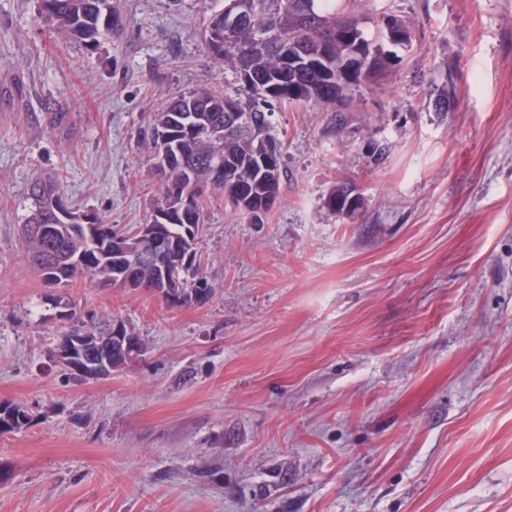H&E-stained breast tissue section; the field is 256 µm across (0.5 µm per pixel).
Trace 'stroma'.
Returning a JSON list of instances; mask_svg holds the SVG:
<instances>
[{
    "instance_id": "obj_1",
    "label": "stroma",
    "mask_w": 512,
    "mask_h": 512,
    "mask_svg": "<svg viewBox=\"0 0 512 512\" xmlns=\"http://www.w3.org/2000/svg\"><path fill=\"white\" fill-rule=\"evenodd\" d=\"M223 2L113 0L118 29L87 48L40 0H0V401L32 415L0 434V512H512V0H342L372 36L406 18L413 46L344 126L313 102L275 112L264 223L208 199L206 303L61 290L30 264L33 177L145 223L152 114L204 89L248 104L205 46ZM341 182L364 199L351 219L324 206ZM59 295L145 355L73 379L50 360Z\"/></svg>"
}]
</instances>
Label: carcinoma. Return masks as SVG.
Instances as JSON below:
<instances>
[{"label":"carcinoma","instance_id":"obj_1","mask_svg":"<svg viewBox=\"0 0 512 512\" xmlns=\"http://www.w3.org/2000/svg\"><path fill=\"white\" fill-rule=\"evenodd\" d=\"M255 0L253 20L224 34L235 11V0H224L205 29L206 46L216 60L232 64L236 77L252 93L249 109L217 90H201L172 98L153 114L144 135L157 149L159 134L168 136L165 158L155 160L164 179L163 198L149 224L153 237L140 238L135 229L96 216L77 220L79 210L59 184L34 178L28 188L31 206L23 218L22 245L45 281L58 287L84 278L103 286L134 288L163 298L171 306L201 304L213 292L199 272L196 244L205 225V192L219 191L234 211L251 217L268 215L280 195L282 150L270 134L268 118L278 109L303 102L332 105L349 100L352 91L377 74L389 72L402 60L398 51L412 48L413 26L402 18L383 27L379 39L365 34L355 18H344L336 0ZM41 16L68 39L95 45L104 29H112L117 14L112 0H41ZM267 39V47L257 41ZM356 188L334 187L325 207L345 217L361 209ZM165 247L148 251L152 239ZM61 318L73 329L58 338L62 349L73 337L88 342L74 349L64 364L83 378L95 365L104 376L143 354L140 344L114 340L115 318L102 316L83 328L67 304ZM31 422L25 406L0 402V433Z\"/></svg>","mask_w":512,"mask_h":512}]
</instances>
